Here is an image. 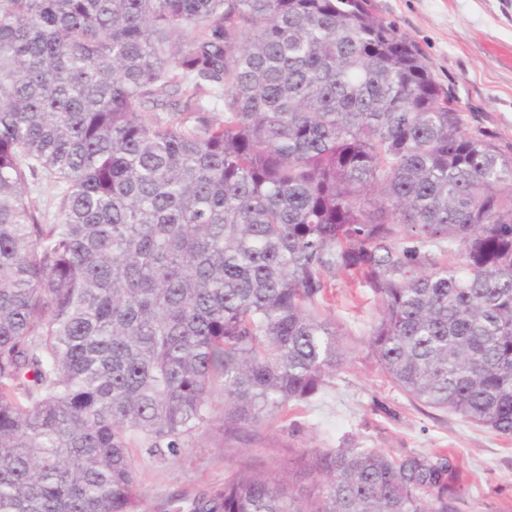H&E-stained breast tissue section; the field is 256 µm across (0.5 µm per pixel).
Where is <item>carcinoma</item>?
Listing matches in <instances>:
<instances>
[{"label": "carcinoma", "mask_w": 512, "mask_h": 512, "mask_svg": "<svg viewBox=\"0 0 512 512\" xmlns=\"http://www.w3.org/2000/svg\"><path fill=\"white\" fill-rule=\"evenodd\" d=\"M339 270L395 386L512 437V154L370 0H0V512H136L135 441L177 455L217 391L228 437L310 400L348 361ZM298 463L305 498L244 468L167 512L465 494L451 453ZM32 189L29 197L32 199L36 214L43 224H54L56 216L55 202L58 189L44 179L41 180L38 187H32Z\"/></svg>", "instance_id": "carcinoma-1"}]
</instances>
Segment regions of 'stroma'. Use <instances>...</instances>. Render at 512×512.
I'll return each instance as SVG.
<instances>
[{"label":"stroma","mask_w":512,"mask_h":512,"mask_svg":"<svg viewBox=\"0 0 512 512\" xmlns=\"http://www.w3.org/2000/svg\"><path fill=\"white\" fill-rule=\"evenodd\" d=\"M372 13L414 42L435 79L451 88L470 130L491 135L512 154V0H371ZM376 298L337 272L322 303L351 348L348 365L311 401L250 429L235 441L218 424L200 427L177 456L160 460L139 445L138 512H165L169 500L194 497L243 466L289 467L302 495L313 488L292 459L313 449L377 448L394 455L452 452L468 494L462 512H512V438L412 402L384 375L367 346Z\"/></svg>","instance_id":"obj_1"}]
</instances>
